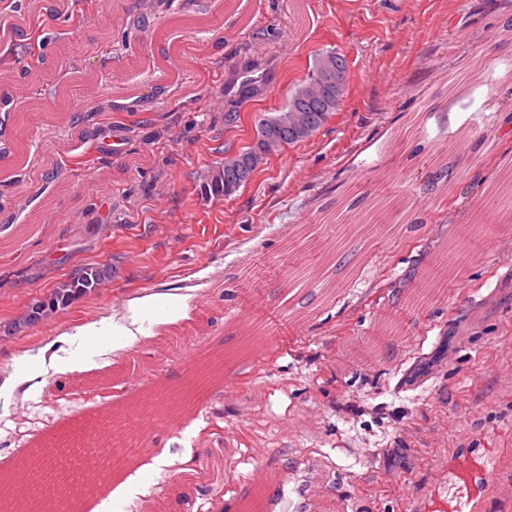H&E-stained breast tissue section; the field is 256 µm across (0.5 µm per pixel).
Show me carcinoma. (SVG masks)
I'll list each match as a JSON object with an SVG mask.
<instances>
[{
	"mask_svg": "<svg viewBox=\"0 0 512 512\" xmlns=\"http://www.w3.org/2000/svg\"><path fill=\"white\" fill-rule=\"evenodd\" d=\"M339 68L347 70L340 52L335 49L317 52L307 79L289 90L283 106L258 115L248 150L231 154L214 167L203 186L204 192L215 197L232 196L245 186L272 152L314 136L339 107L345 90V83L336 81ZM106 275L107 270L99 266L80 267L69 282L55 289L48 302L32 306L21 318L22 324H38L61 313L73 297L96 293Z\"/></svg>",
	"mask_w": 512,
	"mask_h": 512,
	"instance_id": "obj_1",
	"label": "carcinoma"
}]
</instances>
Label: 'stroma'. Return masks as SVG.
<instances>
[{
    "mask_svg": "<svg viewBox=\"0 0 512 512\" xmlns=\"http://www.w3.org/2000/svg\"><path fill=\"white\" fill-rule=\"evenodd\" d=\"M144 2L145 31L126 12L134 0H57L51 17L0 0V57L34 32L48 59L37 81L18 76L38 69L36 54L0 64V140L23 152L0 160V379L61 332L192 290L188 318L0 410V470L91 432L157 383L185 387L205 352L260 336L266 352L234 361L232 387H199L190 417L154 428L151 447L190 462L157 473L125 512H241L255 496L263 512H512V213L493 204L512 174V0ZM330 48L348 77L328 122L230 198L202 196L209 169L249 146L256 116ZM250 59L264 89L228 100ZM68 92L103 137H77ZM445 155L453 165L434 179ZM382 197L398 214L375 230L364 216ZM339 198L358 203L351 223L323 210ZM487 222L484 263L373 345L425 272ZM83 264L112 275L11 332ZM368 347L373 363L350 376V354ZM424 357L423 380L403 385ZM207 448L220 476L204 473Z\"/></svg>",
    "mask_w": 512,
    "mask_h": 512,
    "instance_id": "obj_1",
    "label": "stroma"
}]
</instances>
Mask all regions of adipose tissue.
I'll return each instance as SVG.
<instances>
[{"instance_id":"ef3b65f1","label":"adipose tissue","mask_w":512,"mask_h":512,"mask_svg":"<svg viewBox=\"0 0 512 512\" xmlns=\"http://www.w3.org/2000/svg\"><path fill=\"white\" fill-rule=\"evenodd\" d=\"M190 299V294L183 293L170 305L145 304L143 313L132 314L126 323L112 317L91 319L75 332L61 333L56 339L57 350L16 361L13 373L0 381V403L10 404L18 391L34 389L36 381L48 374L84 366L96 357L134 347L146 337L147 325L163 326L185 318Z\"/></svg>"}]
</instances>
